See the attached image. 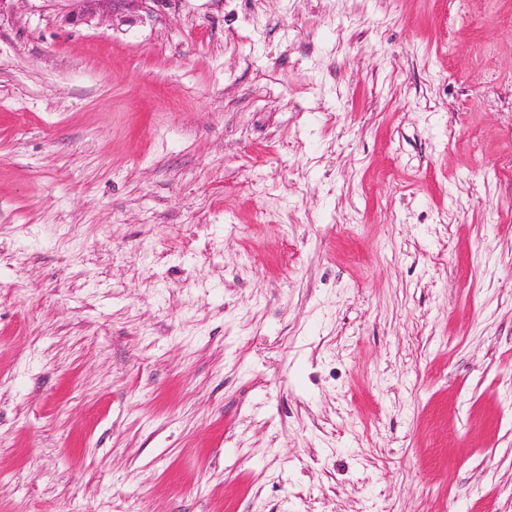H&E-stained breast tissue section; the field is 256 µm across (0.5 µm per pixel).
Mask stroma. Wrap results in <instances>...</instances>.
<instances>
[{"label": "stroma", "mask_w": 512, "mask_h": 512, "mask_svg": "<svg viewBox=\"0 0 512 512\" xmlns=\"http://www.w3.org/2000/svg\"><path fill=\"white\" fill-rule=\"evenodd\" d=\"M0 512H512V0H0Z\"/></svg>", "instance_id": "stroma-1"}]
</instances>
